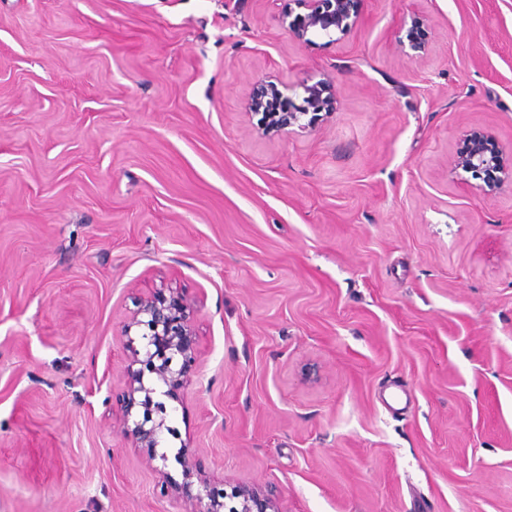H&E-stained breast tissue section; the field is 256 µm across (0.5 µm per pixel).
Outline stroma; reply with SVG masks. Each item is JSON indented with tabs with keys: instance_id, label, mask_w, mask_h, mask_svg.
<instances>
[{
	"instance_id": "stroma-1",
	"label": "stroma",
	"mask_w": 512,
	"mask_h": 512,
	"mask_svg": "<svg viewBox=\"0 0 512 512\" xmlns=\"http://www.w3.org/2000/svg\"><path fill=\"white\" fill-rule=\"evenodd\" d=\"M289 0H0V512H187L123 431L122 327L164 285L197 364L160 450L280 512H512V0H362L292 40ZM423 20V58L399 40ZM276 75L331 79L261 136ZM266 78L253 88L246 102L247 112L261 115L256 127L260 135L282 134L295 127L300 131L311 129L322 112L325 115L331 113L327 108L329 102L336 99V89L330 80L322 79L312 84L303 82L305 96L302 104L297 105L280 89L288 90L287 84L279 79ZM273 100L279 106L275 112L267 108V102ZM309 114L311 116L307 119ZM454 173L481 176L480 189L486 196H495L505 186H512V150L492 144V135L483 128H472L465 135L451 162Z\"/></svg>"
}]
</instances>
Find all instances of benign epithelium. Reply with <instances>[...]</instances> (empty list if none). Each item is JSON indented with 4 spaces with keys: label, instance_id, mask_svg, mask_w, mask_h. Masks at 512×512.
I'll return each instance as SVG.
<instances>
[{
    "label": "benign epithelium",
    "instance_id": "benign-epithelium-1",
    "mask_svg": "<svg viewBox=\"0 0 512 512\" xmlns=\"http://www.w3.org/2000/svg\"><path fill=\"white\" fill-rule=\"evenodd\" d=\"M303 12H286L282 24L298 43L309 45L311 34L348 36L360 22L362 0H295ZM422 19L414 17L408 30L411 57L421 58L427 45L418 30ZM279 79H264L252 90L246 110L260 116L257 132L261 135L282 134L296 128L311 129L321 113H329L328 104L336 99V89L328 79L302 83V103H293ZM455 173L463 171L481 177V191L486 196L498 194L512 186V150L492 144V135L483 128H472L465 135L451 162ZM191 306L172 288H160L142 299L125 322L123 336L130 351L127 366V391L122 405L123 430L131 434L139 447L151 458L168 461L167 454L157 452L162 436L174 430L167 425L166 400L177 399V391L190 381L197 354L191 324ZM153 375L144 382L145 374ZM182 466L185 482L181 494L190 512H279L275 497L251 489L238 490L231 497L239 505L226 507L207 478L199 474L188 445L175 455Z\"/></svg>",
    "mask_w": 512,
    "mask_h": 512
}]
</instances>
